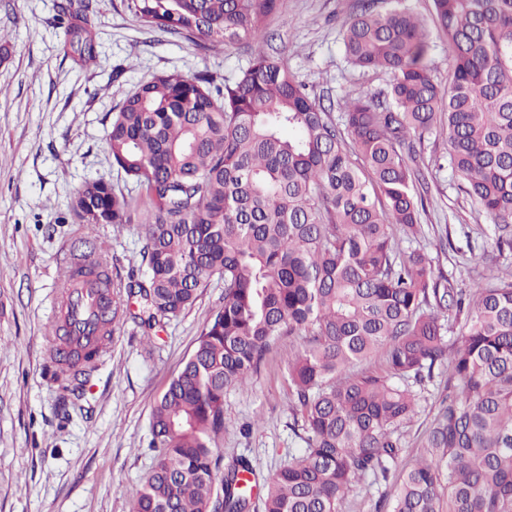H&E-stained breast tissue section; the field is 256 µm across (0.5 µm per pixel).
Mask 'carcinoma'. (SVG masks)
<instances>
[{
    "instance_id": "carcinoma-1",
    "label": "carcinoma",
    "mask_w": 512,
    "mask_h": 512,
    "mask_svg": "<svg viewBox=\"0 0 512 512\" xmlns=\"http://www.w3.org/2000/svg\"><path fill=\"white\" fill-rule=\"evenodd\" d=\"M432 6L429 26L403 0L385 11L361 0L344 55L390 76L388 103L349 94L337 120L264 48L281 0H128L142 27L199 48L253 44L233 79L173 71L128 92L105 147L144 195L97 179L72 202L80 224L143 236L127 293L145 302L142 323L179 316L224 281L222 306L152 406L154 464L131 512H250L255 487L263 512H344L358 488L376 490L375 512H512V264L459 288L401 247L425 212L403 147L434 132L512 259V0ZM58 8L65 51L94 64L89 0ZM434 32L448 42L444 88L429 64ZM70 267L61 299L78 279L100 289L99 336L75 346L69 322L49 325L63 383L90 375L130 313L95 249L74 247ZM287 334L304 337L284 374L305 448L261 480L247 457L215 452L224 395ZM444 371L448 396L391 495L402 429Z\"/></svg>"
}]
</instances>
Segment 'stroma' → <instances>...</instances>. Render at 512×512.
Masks as SVG:
<instances>
[{
	"mask_svg": "<svg viewBox=\"0 0 512 512\" xmlns=\"http://www.w3.org/2000/svg\"><path fill=\"white\" fill-rule=\"evenodd\" d=\"M60 0H0V512H130L154 462L148 448L154 400L192 351L224 298L215 281L177 318L145 328L119 325L98 369L80 390H65L49 361L47 326L57 321L62 273L75 242L85 239L108 259L115 284L140 278L136 226L86 225L70 209L89 179L124 181L104 148L106 129L124 95L173 70L236 77L250 60L245 43L201 49L144 29L127 0H92L97 58L82 67L65 55ZM357 0H285L266 24L271 46L317 96L339 101L353 91L384 99L389 78L345 60L342 31ZM424 230L412 246L435 272L468 282L501 259L489 218L438 167L448 147L429 134L415 144ZM302 337L285 336L245 389L224 397V459L243 455L269 476L299 455L290 430L284 366ZM444 377L427 383L422 412L405 428L399 470L416 448L445 394Z\"/></svg>",
	"mask_w": 512,
	"mask_h": 512,
	"instance_id": "stroma-1",
	"label": "stroma"
}]
</instances>
